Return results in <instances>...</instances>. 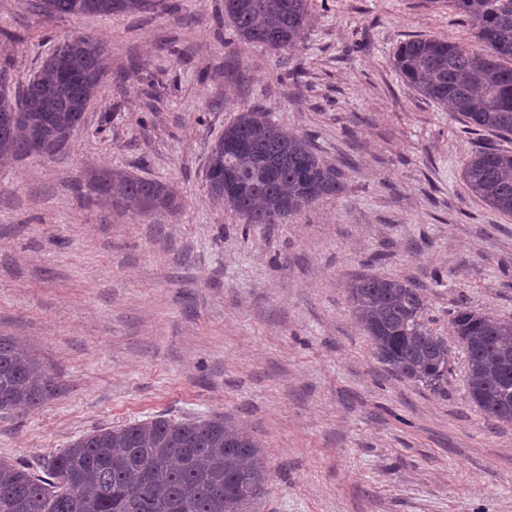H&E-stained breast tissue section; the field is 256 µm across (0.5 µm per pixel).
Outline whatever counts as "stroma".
Returning <instances> with one entry per match:
<instances>
[{
	"label": "stroma",
	"mask_w": 512,
	"mask_h": 512,
	"mask_svg": "<svg viewBox=\"0 0 512 512\" xmlns=\"http://www.w3.org/2000/svg\"><path fill=\"white\" fill-rule=\"evenodd\" d=\"M141 14L46 18L0 0L6 91L59 43L92 36L109 68L65 150L0 168V336L59 376L41 406L0 414V457L37 467L100 427L224 415L263 445L257 512H512V425L468 398L454 309L512 318V218L464 192L471 131L393 64L413 38L473 46L448 0H310L303 41L239 39L224 0ZM312 137L343 193L282 224L209 198L205 165L238 112ZM172 185L178 207L108 206L93 172ZM410 278L453 374L435 392L393 373L346 285Z\"/></svg>",
	"instance_id": "obj_1"
}]
</instances>
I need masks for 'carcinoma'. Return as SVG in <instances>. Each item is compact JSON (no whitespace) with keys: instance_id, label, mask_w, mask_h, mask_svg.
<instances>
[{"instance_id":"carcinoma-1","label":"carcinoma","mask_w":512,"mask_h":512,"mask_svg":"<svg viewBox=\"0 0 512 512\" xmlns=\"http://www.w3.org/2000/svg\"><path fill=\"white\" fill-rule=\"evenodd\" d=\"M470 22L478 49L444 38L401 44L394 65L424 97L478 130L512 136V0H448ZM152 0H39L48 18L136 13ZM309 0H224L240 40L288 51L303 37ZM104 51L82 36L59 44L20 95L0 93V167L53 156L98 99ZM461 179L468 194L512 216V152H473ZM211 199L246 224H282L342 193L344 182L306 138L290 137L269 113L249 107L214 141L206 167ZM98 194L139 214L172 211L177 195L128 172L91 176ZM378 358L434 391L448 387V343L424 323L423 298L409 279L361 276L348 289ZM467 355L471 402L512 424V320L459 307L451 320ZM59 390L35 351L0 336V412L35 408ZM267 473L260 444L216 415H158L96 429L50 455L39 470L0 459V512H254Z\"/></svg>"}]
</instances>
